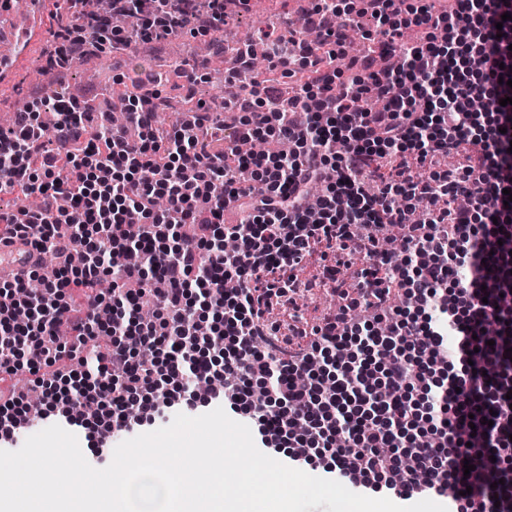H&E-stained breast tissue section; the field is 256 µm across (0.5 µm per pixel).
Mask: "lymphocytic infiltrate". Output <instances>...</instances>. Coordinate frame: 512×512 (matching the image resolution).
Masks as SVG:
<instances>
[{
  "label": "lymphocytic infiltrate",
  "instance_id": "f902f5d3",
  "mask_svg": "<svg viewBox=\"0 0 512 512\" xmlns=\"http://www.w3.org/2000/svg\"><path fill=\"white\" fill-rule=\"evenodd\" d=\"M250 3L111 0L131 21L116 29L63 0L47 64L219 32ZM456 3L313 0L316 41L262 32L265 70L239 52L249 85L227 78L220 103L166 132L162 98L132 84L124 128L66 99L50 134L39 97L15 112L0 193L19 205L0 209V240L30 238L57 271L34 301L39 269L0 278V375L30 377L0 397V439L32 390L44 415L109 432L220 400L311 469L403 500L465 484L454 512H512V0ZM366 18L378 44L341 83L332 62ZM410 25L425 43H404ZM270 139L288 152L238 151ZM440 155L455 166L435 170ZM231 201L241 223L224 221Z\"/></svg>",
  "mask_w": 512,
  "mask_h": 512
}]
</instances>
